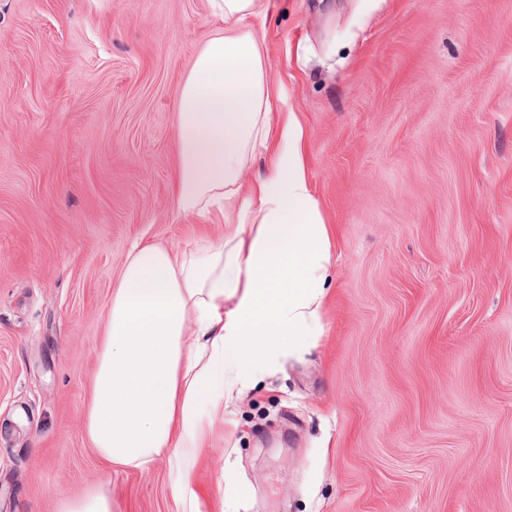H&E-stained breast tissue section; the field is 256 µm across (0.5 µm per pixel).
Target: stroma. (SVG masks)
I'll list each match as a JSON object with an SVG mask.
<instances>
[{
	"label": "stroma",
	"instance_id": "35a3bbf8",
	"mask_svg": "<svg viewBox=\"0 0 512 512\" xmlns=\"http://www.w3.org/2000/svg\"><path fill=\"white\" fill-rule=\"evenodd\" d=\"M209 0H0V512L97 485L82 406L131 247L192 249L182 84ZM271 107L333 233L322 334L237 401L200 480L231 512H512V0H268Z\"/></svg>",
	"mask_w": 512,
	"mask_h": 512
}]
</instances>
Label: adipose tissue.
<instances>
[{
	"label": "adipose tissue",
	"instance_id": "adipose-tissue-1",
	"mask_svg": "<svg viewBox=\"0 0 512 512\" xmlns=\"http://www.w3.org/2000/svg\"><path fill=\"white\" fill-rule=\"evenodd\" d=\"M221 27L183 82L177 210L217 214L223 242L189 251L145 244L107 307L83 431L106 463L167 462L180 512H202L196 467L228 423L227 404L321 334L332 241L307 175L304 132L272 111L262 40L265 0H209ZM266 172L252 174L257 156Z\"/></svg>",
	"mask_w": 512,
	"mask_h": 512
}]
</instances>
